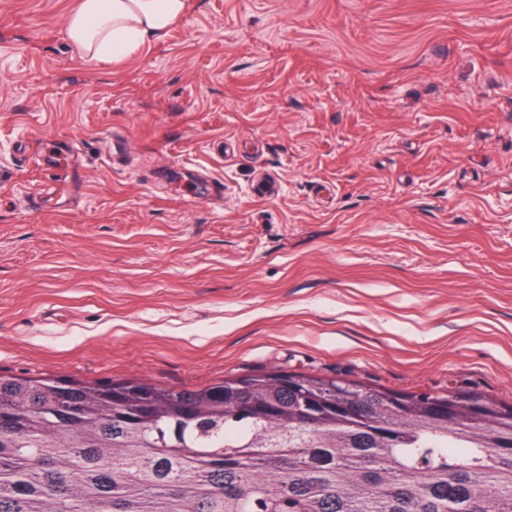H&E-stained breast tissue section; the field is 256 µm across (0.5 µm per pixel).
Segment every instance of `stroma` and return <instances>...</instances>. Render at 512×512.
<instances>
[{
	"instance_id": "1",
	"label": "stroma",
	"mask_w": 512,
	"mask_h": 512,
	"mask_svg": "<svg viewBox=\"0 0 512 512\" xmlns=\"http://www.w3.org/2000/svg\"><path fill=\"white\" fill-rule=\"evenodd\" d=\"M77 4L0 0V373L512 404V0H187L111 64Z\"/></svg>"
}]
</instances>
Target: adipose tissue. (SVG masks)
<instances>
[{"label": "adipose tissue", "mask_w": 512, "mask_h": 512, "mask_svg": "<svg viewBox=\"0 0 512 512\" xmlns=\"http://www.w3.org/2000/svg\"><path fill=\"white\" fill-rule=\"evenodd\" d=\"M186 0H79L66 36L86 58H128L164 36L184 14Z\"/></svg>", "instance_id": "1"}]
</instances>
